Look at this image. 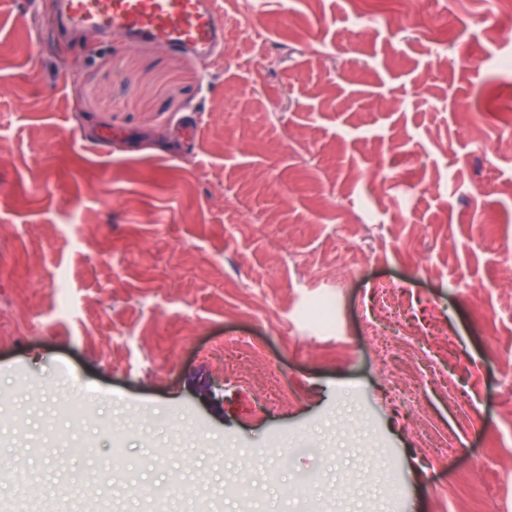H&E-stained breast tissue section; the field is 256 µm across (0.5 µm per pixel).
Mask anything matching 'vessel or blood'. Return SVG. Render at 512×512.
<instances>
[{
    "mask_svg": "<svg viewBox=\"0 0 512 512\" xmlns=\"http://www.w3.org/2000/svg\"><path fill=\"white\" fill-rule=\"evenodd\" d=\"M56 7L69 32L117 35L132 47L154 44L206 62L222 55L217 0H56Z\"/></svg>",
    "mask_w": 512,
    "mask_h": 512,
    "instance_id": "b4317fda",
    "label": "vessel or blood"
}]
</instances>
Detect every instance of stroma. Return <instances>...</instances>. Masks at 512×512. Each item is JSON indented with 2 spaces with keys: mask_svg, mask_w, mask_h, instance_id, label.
<instances>
[{
  "mask_svg": "<svg viewBox=\"0 0 512 512\" xmlns=\"http://www.w3.org/2000/svg\"><path fill=\"white\" fill-rule=\"evenodd\" d=\"M488 6L440 0L420 34L412 0H221L223 61L100 44L64 86L56 28L0 0V468L41 490L9 512H512V35ZM228 349H244L246 350L248 357V366L245 371L244 377L251 382H257L259 380H263L269 383L273 382L274 375L271 370V367L260 360H258L255 356L251 355L252 348L247 344L245 340H238L235 342L224 343V350Z\"/></svg>",
  "mask_w": 512,
  "mask_h": 512,
  "instance_id": "obj_1",
  "label": "stroma"
}]
</instances>
